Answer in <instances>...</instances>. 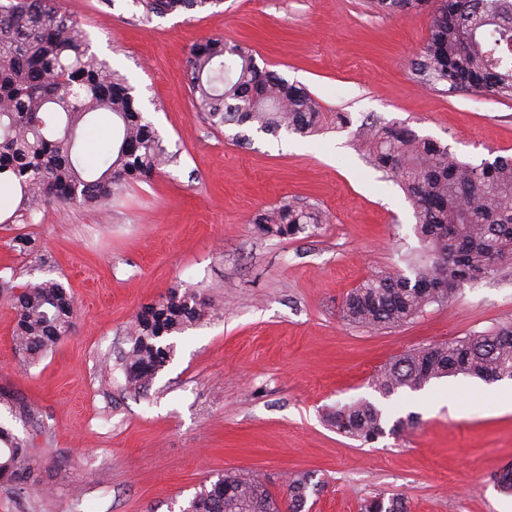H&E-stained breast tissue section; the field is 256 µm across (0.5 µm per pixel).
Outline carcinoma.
I'll use <instances>...</instances> for the list:
<instances>
[{
  "label": "carcinoma",
  "instance_id": "carcinoma-1",
  "mask_svg": "<svg viewBox=\"0 0 512 512\" xmlns=\"http://www.w3.org/2000/svg\"><path fill=\"white\" fill-rule=\"evenodd\" d=\"M223 0H135L143 17L217 8ZM394 15L432 7L429 34L412 67L421 83L461 93L512 96V0H375ZM191 93L211 126L251 125L269 133L320 131V102L297 83L257 64L246 43L220 37L195 43L188 58ZM107 123L112 140L78 142L85 124ZM362 148L377 169L406 192L421 249L407 256L410 274H374L345 297L344 314L373 328L399 327L455 288L491 275H512V157L472 164L440 142L405 125H370ZM173 162L144 117L134 88L89 52L81 24L55 0L0 3V197L19 198L4 223H30L49 203L103 210L127 186ZM263 234L295 236L322 223L314 209L291 202L253 220ZM17 313L18 350L38 355L74 327V302L49 278L10 295ZM213 305L195 288L173 290L143 307L127 333L125 373L146 386L170 357L168 336L209 315ZM464 374L486 381L512 379V325L491 333L430 344L396 357L372 379L390 396L422 389L431 380ZM328 421L348 437L372 442L386 433L382 410L359 400L334 410ZM0 479L18 489L36 484V460L27 441L0 425ZM315 474L288 477L286 497L259 474L226 470L200 485L180 512H302ZM360 512H410L401 497L363 500Z\"/></svg>",
  "mask_w": 512,
  "mask_h": 512
}]
</instances>
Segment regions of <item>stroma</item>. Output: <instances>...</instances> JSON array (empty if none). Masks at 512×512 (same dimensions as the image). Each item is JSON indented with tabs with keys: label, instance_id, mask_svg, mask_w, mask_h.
Masks as SVG:
<instances>
[{
	"label": "stroma",
	"instance_id": "obj_1",
	"mask_svg": "<svg viewBox=\"0 0 512 512\" xmlns=\"http://www.w3.org/2000/svg\"><path fill=\"white\" fill-rule=\"evenodd\" d=\"M91 51L135 87L178 162L131 186L105 212L46 205L29 224L0 223V278L62 281L75 329L34 358L16 352V311L0 294V424L25 439L36 485L0 483V512H179L227 469L315 472L308 512H359L398 495L411 512H512L495 476L512 465V412L494 394L512 380L464 375L384 397L371 385L407 351L512 324V277L461 286L409 323L370 329L343 313L371 274L405 269L420 246L400 186L357 150L363 127L406 125L474 164L512 154V98L423 85L410 61L431 17L369 0H224L206 12L143 20L133 0H58ZM242 42L259 66L320 100L322 131L303 137L213 129L190 91L191 46ZM325 223L293 237L254 217L282 202ZM31 248L14 249L17 237ZM201 286L222 311L170 336L173 353L143 389L128 387L125 330L141 307ZM358 400L416 428L370 443L327 415Z\"/></svg>",
	"mask_w": 512,
	"mask_h": 512
}]
</instances>
